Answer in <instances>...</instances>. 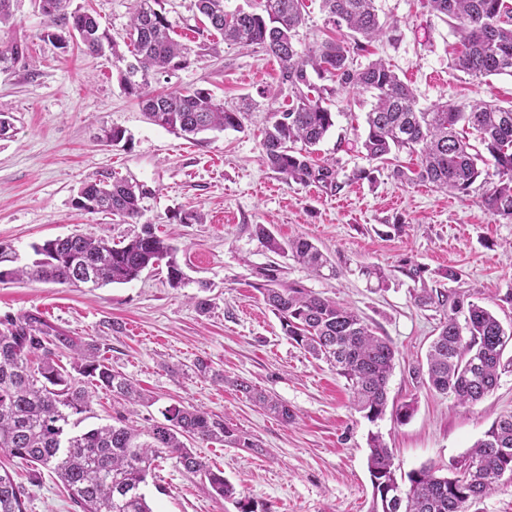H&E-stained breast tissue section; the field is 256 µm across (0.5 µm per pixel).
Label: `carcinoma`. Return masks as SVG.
I'll list each match as a JSON object with an SVG mask.
<instances>
[{
	"instance_id": "1",
	"label": "carcinoma",
	"mask_w": 512,
	"mask_h": 512,
	"mask_svg": "<svg viewBox=\"0 0 512 512\" xmlns=\"http://www.w3.org/2000/svg\"><path fill=\"white\" fill-rule=\"evenodd\" d=\"M48 2L52 10L45 14L47 39L63 42L75 37L85 52L100 54L107 47L120 61L125 53L131 54L135 63L120 74V83L152 123L186 138L205 131L244 130L246 110L227 109L208 91L149 90L154 76L187 67L193 53L176 39L172 22L158 9L160 0H133L125 53L100 31L91 13L69 10L70 0ZM195 2L224 43L257 46L278 62L279 84L273 97L285 92L288 104L271 111L261 146L268 166L286 183L314 185L330 193L341 190L336 161L314 159L313 147L334 126L328 101L335 92L369 93L374 102L366 113L362 142L369 162L387 165L392 155L405 151L416 156V168L406 171L396 165L392 178L466 196L481 175L478 162L483 156L470 153L457 129L462 124L479 133L498 177L482 196V206L491 215L512 221V107L485 100L422 107L384 60L355 65L354 55L385 34L375 0H321L333 34L303 51L296 36L305 23V0H254L250 9L233 11L224 7V0ZM426 2L461 37L463 50L454 60L455 70L475 80L512 76L508 0ZM316 78L333 85H319ZM145 193L144 186L107 173L85 183L74 206L136 224ZM253 235L268 252L317 275L330 267L328 257L307 238L279 239L264 224L254 225ZM33 250L38 259L22 267H0V276L60 285L80 280L99 288L129 283L145 269L163 265L171 287L185 285L178 248L148 224L119 243L106 236L72 233L35 244ZM254 274L256 289L278 316L284 335L336 369L347 383L354 409L364 418H383L396 356L392 341L375 335L354 310L287 281L283 266L274 260ZM414 300L443 312L426 355L428 386L440 395L454 396L461 405L483 400L497 386L500 373L512 366V358H504L512 327L505 328L490 309L458 292L423 288ZM62 348L72 353L68 369L57 362ZM89 384L131 405L150 404L133 381L100 358L95 342L78 340L35 313L1 318L0 452L26 462L37 473H53L81 512H153L143 487L164 455L200 476L215 497L238 504L240 512H251L224 472L211 468L188 442H220L233 448H258V442L220 417L180 403L165 408L163 420L143 429L128 424L119 413L110 424L78 431L79 416L91 411ZM232 385L282 421L294 419L288 406L250 383L236 380ZM368 442L371 512H465L467 503L512 486V415L496 420L485 438L451 463L447 475L423 465L407 474L405 488L396 478L394 451L382 435L371 433ZM28 498L8 471H0V512H27Z\"/></svg>"
}]
</instances>
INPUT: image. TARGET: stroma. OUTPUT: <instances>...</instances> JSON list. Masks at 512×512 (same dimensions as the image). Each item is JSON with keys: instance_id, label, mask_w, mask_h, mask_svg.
<instances>
[{"instance_id": "obj_1", "label": "stroma", "mask_w": 512, "mask_h": 512, "mask_svg": "<svg viewBox=\"0 0 512 512\" xmlns=\"http://www.w3.org/2000/svg\"><path fill=\"white\" fill-rule=\"evenodd\" d=\"M97 16L102 29L123 40L131 0H71ZM386 35L355 60L382 57L415 90L421 106L492 100L512 105V77L477 82L453 70L460 48L452 28L422 0H376ZM179 39L191 48L215 44L183 69L155 76L156 91L204 89L229 108L249 107L244 131L231 129L189 141L148 121L135 97L119 85L124 62L42 39L38 0H14L13 23L0 26V49L25 42L27 56L0 68V112L15 117L12 135L0 138V246L18 265L31 263L32 244L77 232L120 241L153 225L178 246L189 282L170 287L165 268H150L127 284L102 288L38 281L0 283V317L37 311L70 335L95 341L112 368L137 383L155 402L133 418L147 427L162 410L184 402L224 417L261 452L219 443H195L196 453L223 471L249 512H370L368 434L376 431L395 453L399 483L425 464L447 470L483 439L495 420L512 415V371L503 372L485 400L471 406L437 394L415 370L425 366L441 314L415 304L421 288L469 295L512 324V222L480 204L495 181L486 165L469 195L406 185L375 171L373 180L347 184L334 195L287 184L266 163L261 148L279 65L255 47L229 46L204 31L194 0H164ZM370 94L344 91L330 105L335 124L318 145L319 156L336 158L341 176L368 167L361 151ZM104 126L125 130L116 146L98 142ZM144 185L139 224L76 209L80 187L102 171ZM203 214L200 224L184 213ZM256 224L278 237H305L317 244L338 274L318 276L285 260L287 280L357 310L374 333L399 352L388 383V405L410 402L411 417L369 422L350 404L343 378L284 336L278 317L256 290L254 267L268 263L252 235ZM382 268L387 288L367 278L365 267ZM455 279H447V272ZM212 308L202 314L194 298ZM208 373H200L198 363ZM220 373L266 390L294 414L284 423L232 388L212 380ZM16 482L27 485L28 512H77L68 493L50 476L31 480L20 460L0 456ZM154 512H237L215 498L199 476L173 458L159 460L145 488Z\"/></svg>"}]
</instances>
